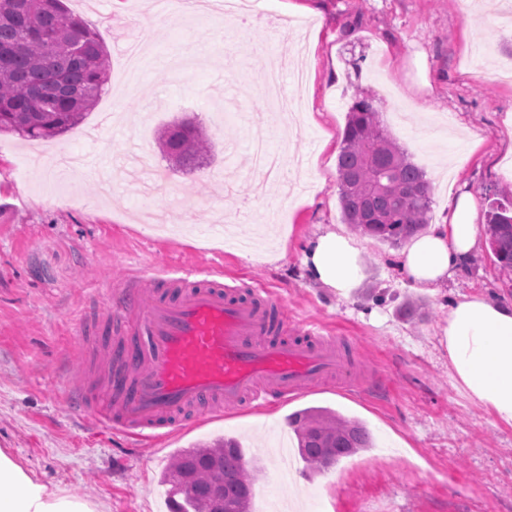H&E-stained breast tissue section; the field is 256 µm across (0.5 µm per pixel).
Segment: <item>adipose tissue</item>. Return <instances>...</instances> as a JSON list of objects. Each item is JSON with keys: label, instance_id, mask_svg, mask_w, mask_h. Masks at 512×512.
<instances>
[{"label": "adipose tissue", "instance_id": "adipose-tissue-1", "mask_svg": "<svg viewBox=\"0 0 512 512\" xmlns=\"http://www.w3.org/2000/svg\"><path fill=\"white\" fill-rule=\"evenodd\" d=\"M475 198L458 193L448 220L413 238L400 255L399 270L411 287L434 292L467 263L478 242ZM353 241L329 230L309 240L303 263L310 279L344 299L355 297L362 278ZM440 343L448 353L454 385L503 423L512 425V300L465 295L448 306ZM0 512H96L88 501L58 495L35 481L0 450Z\"/></svg>", "mask_w": 512, "mask_h": 512}]
</instances>
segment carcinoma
<instances>
[{
  "label": "carcinoma",
  "instance_id": "obj_1",
  "mask_svg": "<svg viewBox=\"0 0 512 512\" xmlns=\"http://www.w3.org/2000/svg\"><path fill=\"white\" fill-rule=\"evenodd\" d=\"M109 81L107 53L95 29L63 0H0V133L24 140L59 136L81 123ZM172 159L191 166L209 149L203 127L181 122L158 129ZM343 222L393 246L429 223L431 186L358 91L348 109L337 158ZM488 242L498 266L512 272V191L489 205ZM303 460L321 472L372 447L367 428L327 407L289 418ZM256 466L226 438L182 450L164 474L171 512H251Z\"/></svg>",
  "mask_w": 512,
  "mask_h": 512
}]
</instances>
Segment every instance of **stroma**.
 <instances>
[{
    "mask_svg": "<svg viewBox=\"0 0 512 512\" xmlns=\"http://www.w3.org/2000/svg\"><path fill=\"white\" fill-rule=\"evenodd\" d=\"M93 27L109 85L86 119L57 137L84 173L56 185L52 164L27 165L32 142L0 134V449L51 490L102 512H166L160 478L197 443L235 437L247 461L267 436L292 448V475L263 463L254 502L272 512H512V426L469 401L448 375L437 334L450 300L512 299V272L479 239L470 262L434 294L410 288L399 248L359 237L355 300L310 283L302 249L316 233L352 229L341 217L337 157L355 91L433 185L431 215L470 192L480 211L512 190V19L493 0H293L279 27L265 0L255 23L230 31L206 14L165 25L139 20L142 0H64ZM139 42L148 65L133 88L122 54ZM297 89L302 116L271 120L277 180L249 177L247 115L268 112L257 88L271 58ZM176 119L201 124L210 151L173 168L155 139ZM286 245V260L264 254ZM197 267L274 292L289 319L337 337L358 379L257 409L197 406L166 436L136 440L72 402L91 379L105 389L112 336L82 337L95 291L140 272ZM85 351L84 372L69 355ZM328 407L363 422L372 448L310 471L289 417Z\"/></svg>",
    "mask_w": 512,
    "mask_h": 512,
    "instance_id": "obj_1",
    "label": "stroma"
}]
</instances>
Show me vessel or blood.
I'll list each match as a JSON object with an SVG mask.
<instances>
[{
	"instance_id": "b4317fda",
	"label": "vessel or blood",
	"mask_w": 512,
	"mask_h": 512,
	"mask_svg": "<svg viewBox=\"0 0 512 512\" xmlns=\"http://www.w3.org/2000/svg\"><path fill=\"white\" fill-rule=\"evenodd\" d=\"M97 295L102 320L123 334L122 357L111 378L112 406L99 407L88 388L80 401L137 438L168 434L201 403L221 409L285 401L349 367L331 337L289 322L264 288L244 290L178 269Z\"/></svg>"
}]
</instances>
